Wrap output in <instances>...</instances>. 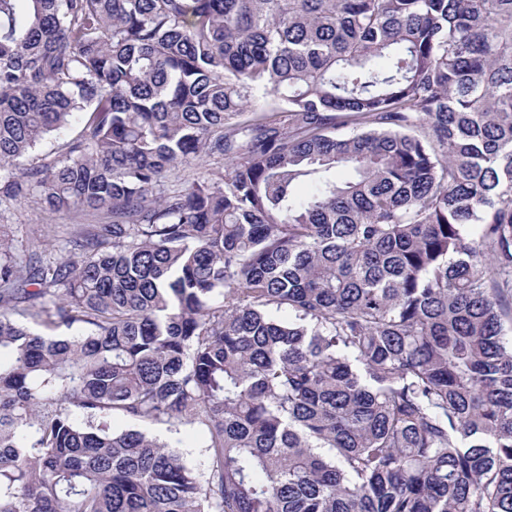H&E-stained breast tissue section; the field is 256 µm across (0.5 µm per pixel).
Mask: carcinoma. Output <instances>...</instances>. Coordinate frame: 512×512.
I'll list each match as a JSON object with an SVG mask.
<instances>
[{"instance_id": "obj_1", "label": "carcinoma", "mask_w": 512, "mask_h": 512, "mask_svg": "<svg viewBox=\"0 0 512 512\" xmlns=\"http://www.w3.org/2000/svg\"><path fill=\"white\" fill-rule=\"evenodd\" d=\"M28 198L0 512H512V0H0ZM67 217L60 215L52 219L44 214L40 205L34 199L13 203L2 207L0 211V224L15 239L21 249V243L31 250L40 251L47 239L52 240L53 235H62L63 224H68ZM151 434L167 440L171 444L178 446L185 460L194 467L203 470L207 462V452L204 448V437L200 430L195 426L179 425L172 428L159 427L154 428Z\"/></svg>"}]
</instances>
